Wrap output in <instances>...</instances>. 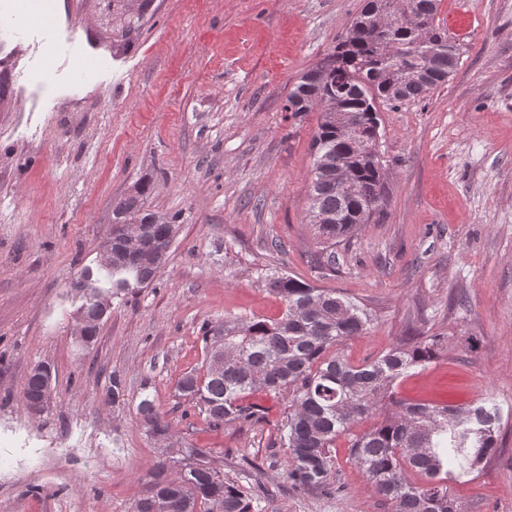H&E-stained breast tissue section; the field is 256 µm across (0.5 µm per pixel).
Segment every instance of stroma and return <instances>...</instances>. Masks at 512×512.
Instances as JSON below:
<instances>
[{
	"label": "stroma",
	"instance_id": "35a3bbf8",
	"mask_svg": "<svg viewBox=\"0 0 512 512\" xmlns=\"http://www.w3.org/2000/svg\"><path fill=\"white\" fill-rule=\"evenodd\" d=\"M56 3L91 54L135 68L110 90L72 84L80 57L45 54L37 20L9 21L24 0H0V512H131L160 459L137 412L147 395L174 440L210 449L211 467L254 495L252 512H388L344 436V495L291 486L277 434L287 397L255 395L262 420L214 429L175 393L201 365L203 322L281 316L274 271L367 306L370 330L344 346L352 363L440 337L396 395L499 409L498 454L450 493L464 512H512V0H440L457 66L424 99L380 105L388 214L325 270L307 214L318 115L283 106L363 0H151L128 38L112 0ZM145 179L147 208L180 218L175 240L82 346L71 283L98 268L113 208ZM40 363L56 388L34 414L23 392Z\"/></svg>",
	"mask_w": 512,
	"mask_h": 512
}]
</instances>
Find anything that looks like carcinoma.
Returning a JSON list of instances; mask_svg holds the SVG:
<instances>
[{"label":"carcinoma","mask_w":512,"mask_h":512,"mask_svg":"<svg viewBox=\"0 0 512 512\" xmlns=\"http://www.w3.org/2000/svg\"><path fill=\"white\" fill-rule=\"evenodd\" d=\"M385 0H366L347 37L305 72L287 97L288 111L319 113L312 139L309 216L323 239L320 268L336 265V246L360 225L380 220L382 209H371L367 192L373 188L389 196L385 165L358 154L346 138L336 115L349 114L361 137L370 138L379 127L377 104L417 100L448 81L457 63V48L438 22V0H405L411 22L379 33L369 15ZM138 12L128 9L122 31L138 29ZM387 40L403 50L398 59L381 52ZM344 89L336 91V77ZM345 162L349 183L336 186L335 161ZM148 181L138 183L113 210V222L128 219L149 225L144 247L177 228V217L153 212L145 200ZM160 267L126 257L121 244L112 245V290L101 288L81 274V308L88 318L84 345H91L103 312L84 290L119 296L149 285ZM269 290L285 304L276 319L226 316L221 323L201 326V366L184 373L176 390L191 408L205 415L214 428L263 417L262 407L248 398L258 393H285L290 411L278 428L280 447L286 449V476L292 486L327 495L344 491L334 482L336 438L373 417L369 430L350 440L352 461L372 483L390 512H461L448 490V481L480 473L496 454L500 412L475 404L436 406L396 398V381L411 369L431 362L440 341L421 340L397 345L375 359L355 365L342 351L348 339L367 333L372 315L359 302L333 288H319L296 277L266 276ZM50 369L32 372L25 384V406L36 408L51 384ZM148 435L161 440L169 424L144 398L137 407ZM211 449H162L163 459L152 471V488L131 512H251V500L207 462ZM421 476L416 483L411 474Z\"/></svg>","instance_id":"1"}]
</instances>
